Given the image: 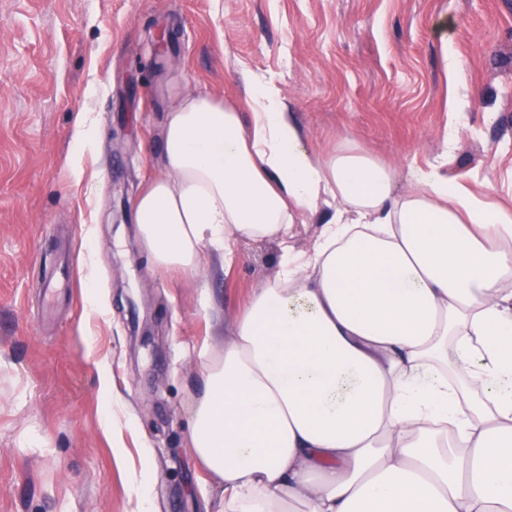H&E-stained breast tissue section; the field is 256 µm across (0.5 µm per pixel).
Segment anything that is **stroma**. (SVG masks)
<instances>
[{
	"label": "stroma",
	"instance_id": "35a3bbf8",
	"mask_svg": "<svg viewBox=\"0 0 512 512\" xmlns=\"http://www.w3.org/2000/svg\"><path fill=\"white\" fill-rule=\"evenodd\" d=\"M241 66L274 76L317 154L349 133L512 204V0H0V512H219L190 442L201 351L223 349L278 246L161 271L132 205L177 97L245 96ZM65 264L74 286L45 306Z\"/></svg>",
	"mask_w": 512,
	"mask_h": 512
}]
</instances>
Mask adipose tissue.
Returning a JSON list of instances; mask_svg holds the SVG:
<instances>
[{"label": "adipose tissue", "instance_id": "obj_1", "mask_svg": "<svg viewBox=\"0 0 512 512\" xmlns=\"http://www.w3.org/2000/svg\"><path fill=\"white\" fill-rule=\"evenodd\" d=\"M242 79L241 105L182 93L133 203L164 271L279 245L192 410L221 512H512V207L437 163L399 192L352 143L317 155L273 80Z\"/></svg>", "mask_w": 512, "mask_h": 512}]
</instances>
